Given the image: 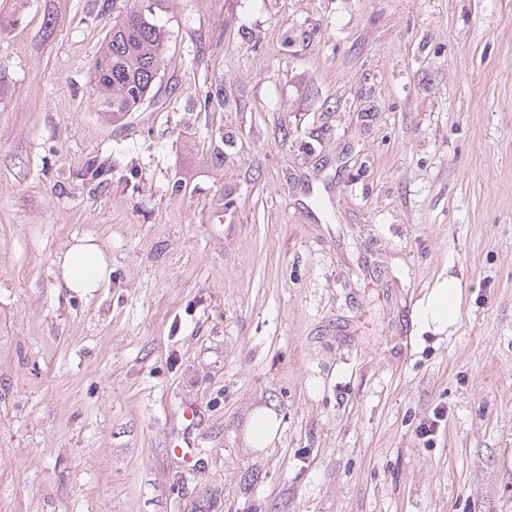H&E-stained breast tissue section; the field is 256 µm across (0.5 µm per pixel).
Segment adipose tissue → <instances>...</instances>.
<instances>
[{"instance_id":"ef3b65f1","label":"adipose tissue","mask_w":512,"mask_h":512,"mask_svg":"<svg viewBox=\"0 0 512 512\" xmlns=\"http://www.w3.org/2000/svg\"><path fill=\"white\" fill-rule=\"evenodd\" d=\"M59 283L70 292L92 296L107 287L112 279V265L94 237L73 238L55 258ZM461 305V284L456 277L442 279L416 309L423 330L436 334L456 325ZM281 415L274 407L257 409L245 428L247 446L262 450L273 445L281 432Z\"/></svg>"}]
</instances>
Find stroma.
Returning a JSON list of instances; mask_svg holds the SVG:
<instances>
[{"label": "stroma", "instance_id": "stroma-1", "mask_svg": "<svg viewBox=\"0 0 512 512\" xmlns=\"http://www.w3.org/2000/svg\"><path fill=\"white\" fill-rule=\"evenodd\" d=\"M158 19L113 123L112 0H0V512H512V0ZM85 234L90 298L53 264ZM450 275L439 340L414 310ZM112 25L90 62V104L112 122L137 111L155 85L163 66L167 31L155 19L164 0H123ZM132 100V103H131ZM135 101H139L135 105ZM59 283L80 296H93L112 279V265L94 237L73 238L55 258ZM281 415L274 405L260 407L251 416L245 428V442L249 448L263 450L273 445L281 432Z\"/></svg>", "mask_w": 512, "mask_h": 512}]
</instances>
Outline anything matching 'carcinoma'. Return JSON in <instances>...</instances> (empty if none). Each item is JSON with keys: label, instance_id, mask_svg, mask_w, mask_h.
Returning a JSON list of instances; mask_svg holds the SVG:
<instances>
[{"label": "carcinoma", "instance_id": "obj_1", "mask_svg": "<svg viewBox=\"0 0 512 512\" xmlns=\"http://www.w3.org/2000/svg\"><path fill=\"white\" fill-rule=\"evenodd\" d=\"M164 0H124L112 13L108 34L90 62V104L102 117L117 121L139 109L163 66L167 31L155 19Z\"/></svg>", "mask_w": 512, "mask_h": 512}]
</instances>
